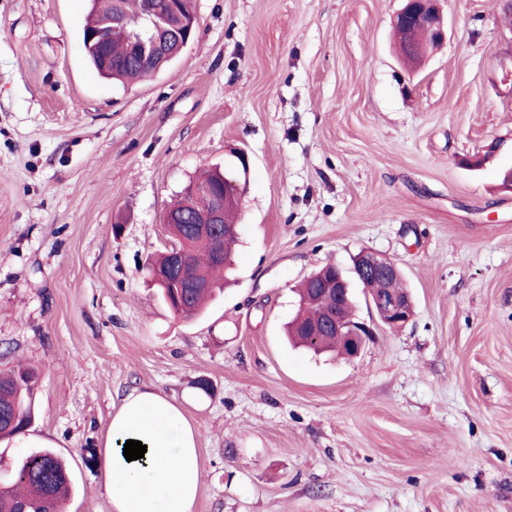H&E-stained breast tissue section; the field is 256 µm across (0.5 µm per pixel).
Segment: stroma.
<instances>
[{
  "mask_svg": "<svg viewBox=\"0 0 512 512\" xmlns=\"http://www.w3.org/2000/svg\"><path fill=\"white\" fill-rule=\"evenodd\" d=\"M166 69L87 61L89 0H0V368L36 367L31 434L61 512H111L113 406L150 387L200 433L195 512H512V0H445L394 49L401 0H195ZM244 152L230 281L192 320L148 276L167 205ZM370 251L413 303L359 356L292 347L296 288ZM405 3L394 19L399 36L400 50L404 56L420 58L428 46H438L445 40V21L441 2L443 0H403ZM421 17L426 19V34L422 45L411 43L407 36Z\"/></svg>",
  "mask_w": 512,
  "mask_h": 512,
  "instance_id": "stroma-1",
  "label": "stroma"
}]
</instances>
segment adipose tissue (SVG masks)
<instances>
[{"instance_id":"ef3b65f1","label":"adipose tissue","mask_w":512,"mask_h":512,"mask_svg":"<svg viewBox=\"0 0 512 512\" xmlns=\"http://www.w3.org/2000/svg\"><path fill=\"white\" fill-rule=\"evenodd\" d=\"M146 445L127 461L126 441ZM102 478L113 512H194L200 492L198 430L184 406L151 389H133L113 412L103 443Z\"/></svg>"}]
</instances>
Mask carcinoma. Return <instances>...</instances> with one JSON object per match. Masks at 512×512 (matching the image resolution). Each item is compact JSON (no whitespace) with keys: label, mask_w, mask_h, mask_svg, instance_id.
<instances>
[{"label":"carcinoma","mask_w":512,"mask_h":512,"mask_svg":"<svg viewBox=\"0 0 512 512\" xmlns=\"http://www.w3.org/2000/svg\"><path fill=\"white\" fill-rule=\"evenodd\" d=\"M187 7L181 0H90V11L83 29V47L86 56L98 72L123 86L132 84L155 71L145 59V41L158 34L150 22L155 16L168 20L173 36L178 19L174 16L177 5ZM117 17L115 24L105 25L106 20ZM224 174L215 171L204 175L197 183L215 190L228 189L236 194V187L224 186ZM230 205L224 213V261L213 258L211 239L201 237L194 231L191 218L176 227L189 250L190 266L195 276L209 284L207 288L160 289L171 299L172 311L176 315L191 317L198 314L206 299L221 290L217 273L230 265L233 246L238 236L233 232ZM336 267L327 265L308 278L299 293L298 311L288 324V336L295 343L316 353L336 351L347 354L344 344L334 336H319L311 343L304 336V329L316 322L328 310L339 309L347 318L351 317L352 302L338 301L334 296L312 302L317 288L323 280L334 275ZM370 292L379 288L403 290L400 278L371 275L368 277ZM38 381L35 368L18 365L0 373V440L12 438L24 432L30 425L34 412V386ZM74 489L71 471L66 462L53 450L42 448L27 453L12 472L6 483L0 482V512H60L62 501Z\"/></svg>","instance_id":"obj_1"}]
</instances>
